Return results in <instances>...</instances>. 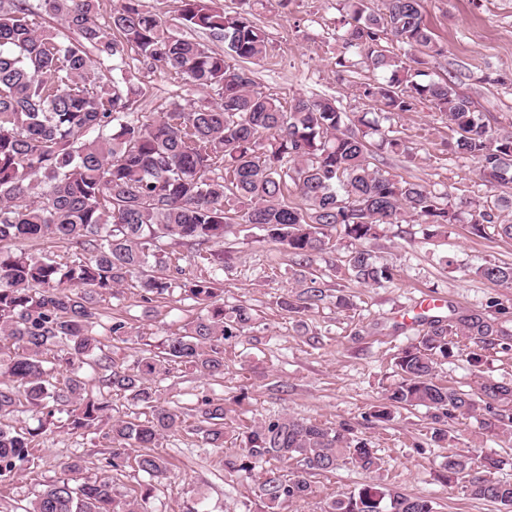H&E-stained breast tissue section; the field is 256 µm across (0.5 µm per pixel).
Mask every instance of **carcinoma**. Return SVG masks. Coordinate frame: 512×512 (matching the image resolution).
Listing matches in <instances>:
<instances>
[{
    "label": "carcinoma",
    "instance_id": "carcinoma-1",
    "mask_svg": "<svg viewBox=\"0 0 512 512\" xmlns=\"http://www.w3.org/2000/svg\"><path fill=\"white\" fill-rule=\"evenodd\" d=\"M59 26L75 34L44 30L28 0H0V367L11 383L0 385V418L23 409L43 411L55 425L58 408L73 434L99 430L112 393L124 394L134 411L112 418L102 439L105 475L81 477L78 457L60 463V477L44 485L24 512H147L154 486L119 497L112 473L128 468L150 478L166 475L164 458L134 454L182 430L178 409L161 398L159 384L176 367L213 380L224 378V342L241 335L254 314L224 308L217 271L224 257L211 246L231 225L251 224L288 248L304 264L313 256L339 251L355 282L381 285L394 280V268L374 259L364 245L378 238L379 226L413 217L426 236L467 223L472 233L493 224L512 240V222L498 212L512 208V197L451 202L426 186L388 177L375 169L376 151L410 154L409 146L381 120L412 112L429 102L448 120L450 152L474 160L490 187L512 184V132L493 133L481 113L446 80L429 77L431 58L441 55L425 20L423 0H383L377 11L369 0H342L346 16L345 52L336 64L366 67L381 78L360 89L382 119L350 118L336 100L298 98L289 108L258 90L251 71L236 63L267 56L264 31L250 13L226 11L218 0H180L181 25L224 44L208 45L168 31L144 0H121L107 23L99 21V0H44ZM392 37L408 47L398 55L384 49ZM149 71L179 76L218 99L176 107L148 117L136 112L142 88L125 76L128 52ZM293 185L302 205L288 203ZM56 241L69 256L14 249L19 238ZM181 241L210 267L206 276L188 278L170 266L163 240ZM160 267L168 274L146 273ZM474 274L512 288V263L487 261ZM137 278L145 301L179 288L200 306L192 321L171 332L162 350L142 351L129 367L101 352V335L125 340L128 323L104 319L97 297ZM299 291L281 297V309L299 313L319 305L323 282L301 270ZM466 309L455 320L421 315L420 340L396 358L399 380L386 391L374 417L386 420L394 408L425 407L438 427L432 438L448 436L447 420L473 414L480 404L497 406L495 421L512 425V384L487 378L461 390L435 380L439 361L469 344L494 345L505 335L497 315ZM99 373L98 390L86 391L82 369ZM202 442L224 447V399L202 400ZM38 433L0 425V482L37 466ZM291 462L283 472L276 463ZM351 464L365 472L382 468L369 442L348 429L293 418H272L247 428L244 447L224 456V466L249 478L258 474L255 495L265 512L311 491L310 477ZM507 461L450 454L443 465L448 484L461 485L475 499L494 501L512 512V481L484 478ZM323 512H435L432 501L371 482L331 498Z\"/></svg>",
    "mask_w": 512,
    "mask_h": 512
}]
</instances>
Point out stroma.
Returning <instances> with one entry per match:
<instances>
[{"label":"stroma","instance_id":"stroma-1","mask_svg":"<svg viewBox=\"0 0 512 512\" xmlns=\"http://www.w3.org/2000/svg\"><path fill=\"white\" fill-rule=\"evenodd\" d=\"M220 2L228 11L248 8L266 35L268 56L252 67L259 90L285 106L298 97L322 96L335 99L348 113L372 111L359 89L375 80V72L346 71L337 64L342 51L337 0H290L285 7L279 0ZM423 6L445 48L431 60V78L449 81L468 96L492 129L512 130V0H424ZM128 74L146 88L139 109L149 115L216 98L215 92L199 91L182 80L155 77L135 60ZM391 126L413 147L414 156L381 154L377 165L385 174L448 194L456 204L489 196L474 161L449 152L448 123L430 104L394 115ZM259 235L258 229L235 227L215 246L232 256L222 274L225 308L248 307L257 315L242 336L225 342L223 379L182 369L160 385L163 399L186 410L187 428L159 442L156 452L167 459L169 472L155 484L150 512H261L254 479L226 472L224 455L239 446L244 426L273 416L349 428L367 439L382 460L374 474L347 465L314 476L309 497L286 506L285 512H321L330 498L372 480L429 498L436 512H503L498 503L472 498L438 477L452 452L512 457V440L502 428L491 427L490 414L480 410L449 420L447 439L436 442L425 408L394 410L386 422L371 412L397 380L396 355L419 337L422 303H438V315L447 317L455 309L500 301L508 309L502 327L512 334V289L473 273L489 260L512 263V241L491 225L480 236L468 225L453 224L447 235L428 237L416 223L386 224L371 249L380 262L393 265V283L383 288L358 284L345 275L338 254H319L311 269L322 278L328 296L319 307L290 314L281 310L279 300L296 285L298 259L281 244L259 242ZM340 292L350 298L351 309L337 308ZM105 305L133 326L135 336L126 342L102 337L103 351L129 365L141 350L160 351L167 334L197 314L180 292L147 303L129 284L115 289ZM479 354L477 367L465 354L448 358L436 370L437 381L463 390L479 375L512 383V351L489 346ZM206 396L224 401L226 448L203 447L195 433L199 418L191 410ZM102 452L100 434L53 428L38 439L34 472L22 470L0 483V512H22L44 484L59 477L65 457L82 456L84 478L101 477Z\"/></svg>","mask_w":512,"mask_h":512}]
</instances>
